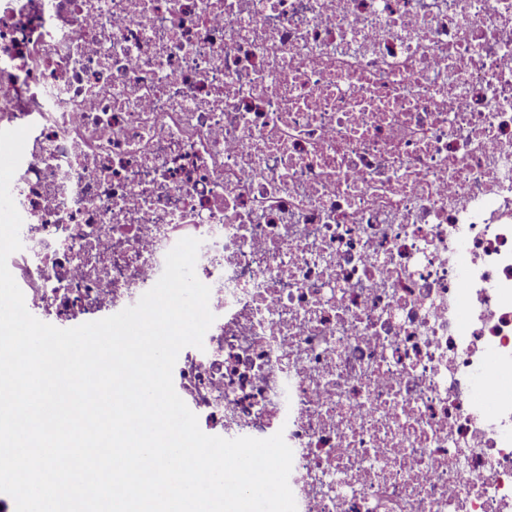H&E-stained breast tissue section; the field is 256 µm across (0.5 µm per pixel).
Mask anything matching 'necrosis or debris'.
Masks as SVG:
<instances>
[{"label": "necrosis or debris", "mask_w": 512, "mask_h": 512, "mask_svg": "<svg viewBox=\"0 0 512 512\" xmlns=\"http://www.w3.org/2000/svg\"><path fill=\"white\" fill-rule=\"evenodd\" d=\"M23 126L34 317L197 238L204 433L283 432L297 512H512V0H0Z\"/></svg>", "instance_id": "1"}]
</instances>
